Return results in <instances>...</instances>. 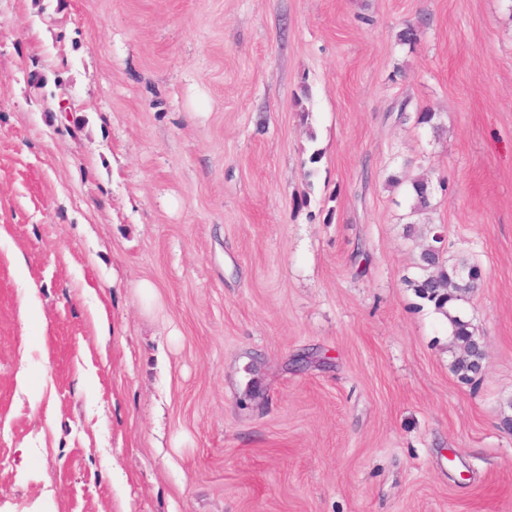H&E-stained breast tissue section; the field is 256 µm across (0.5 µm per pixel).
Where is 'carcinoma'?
Masks as SVG:
<instances>
[{"mask_svg":"<svg viewBox=\"0 0 512 512\" xmlns=\"http://www.w3.org/2000/svg\"><path fill=\"white\" fill-rule=\"evenodd\" d=\"M410 193L413 203L410 214L416 215L432 207L433 184L429 179L421 178L411 181ZM441 227L435 226L419 233L425 239L418 261L421 274L415 279H408L406 283L413 288L415 294L432 304L439 311L445 307L463 300L464 285L458 273L464 269L471 274L478 273V268L465 262L451 263L442 251L438 249L439 240L436 233ZM452 326V339L462 351V355L454 361L453 372L462 380L470 381L482 369L485 352L481 339L475 336L473 327L468 321L458 317H449Z\"/></svg>","mask_w":512,"mask_h":512,"instance_id":"obj_1","label":"carcinoma"}]
</instances>
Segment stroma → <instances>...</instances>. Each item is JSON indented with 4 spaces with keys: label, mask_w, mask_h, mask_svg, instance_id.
Instances as JSON below:
<instances>
[{
    "label": "stroma",
    "mask_w": 512,
    "mask_h": 512,
    "mask_svg": "<svg viewBox=\"0 0 512 512\" xmlns=\"http://www.w3.org/2000/svg\"><path fill=\"white\" fill-rule=\"evenodd\" d=\"M511 410L512 0H0V512H512ZM410 193L413 203L410 208V214L416 215L420 212L428 211L432 207L433 184L429 178L415 179L411 181ZM441 231L439 226L429 227L426 232L419 231V236L425 239L417 263L421 274L415 279H407L406 283L419 298L433 303L437 310L449 317L453 342L462 351V355L454 361L453 372L462 380L471 381L482 369L485 358L483 344L475 336L470 322L448 315L445 307L464 300V285L458 273L463 270L460 272L461 278L473 282L471 274L477 275L479 269L465 262L449 263L438 249L440 241L436 233Z\"/></svg>",
    "instance_id": "stroma-1"
}]
</instances>
